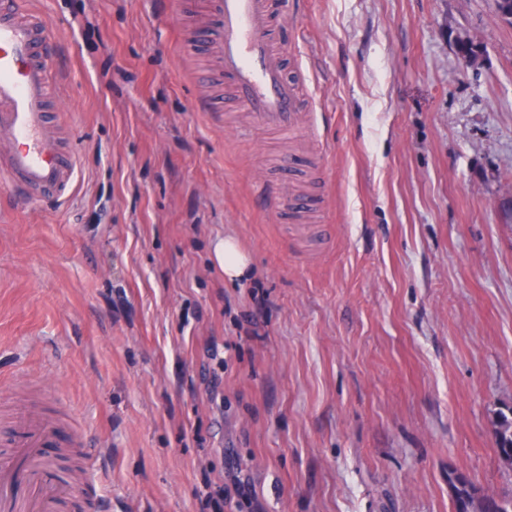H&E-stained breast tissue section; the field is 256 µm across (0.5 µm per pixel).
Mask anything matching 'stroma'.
<instances>
[{
  "label": "stroma",
  "instance_id": "obj_1",
  "mask_svg": "<svg viewBox=\"0 0 512 512\" xmlns=\"http://www.w3.org/2000/svg\"><path fill=\"white\" fill-rule=\"evenodd\" d=\"M289 2L299 146L199 82L178 0H25L63 43L78 181L0 193V403L51 391L97 444V512H455L457 474L512 496V23L493 0ZM319 145L317 220L280 216L278 155ZM227 233L252 258L233 285ZM214 263L224 272V279L235 281L249 275L250 258L231 233L218 238L213 245ZM511 409L508 408V414L500 412V421L496 430L497 450L504 460L512 463V416Z\"/></svg>",
  "mask_w": 512,
  "mask_h": 512
}]
</instances>
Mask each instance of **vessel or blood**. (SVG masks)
I'll use <instances>...</instances> for the list:
<instances>
[{"instance_id": "vessel-or-blood-1", "label": "vessel or blood", "mask_w": 512, "mask_h": 512, "mask_svg": "<svg viewBox=\"0 0 512 512\" xmlns=\"http://www.w3.org/2000/svg\"><path fill=\"white\" fill-rule=\"evenodd\" d=\"M205 41L233 96L253 124L272 135L297 133L311 118L299 80L288 79L283 52L270 37L271 0H201ZM49 21L23 0H0V185L27 206L68 200L77 176L75 154L53 133L50 91L57 85ZM317 206L311 195L280 197L284 214L301 217ZM13 439L0 454V512H61L84 498V484L61 477L49 451L84 445L36 409L14 412Z\"/></svg>"}]
</instances>
